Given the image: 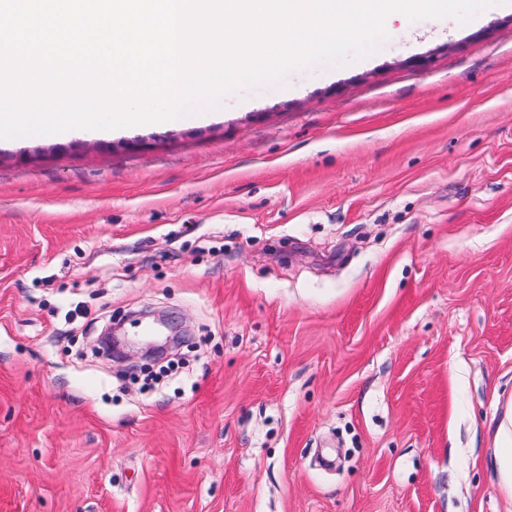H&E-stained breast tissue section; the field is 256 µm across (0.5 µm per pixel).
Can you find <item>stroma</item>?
<instances>
[{
    "mask_svg": "<svg viewBox=\"0 0 512 512\" xmlns=\"http://www.w3.org/2000/svg\"><path fill=\"white\" fill-rule=\"evenodd\" d=\"M0 140V512H512V0ZM168 317L156 368L138 316ZM494 432L497 451L493 457V466L501 483L512 492V398L509 399L504 413H494L489 422Z\"/></svg>",
    "mask_w": 512,
    "mask_h": 512,
    "instance_id": "35a3bbf8",
    "label": "stroma"
}]
</instances>
